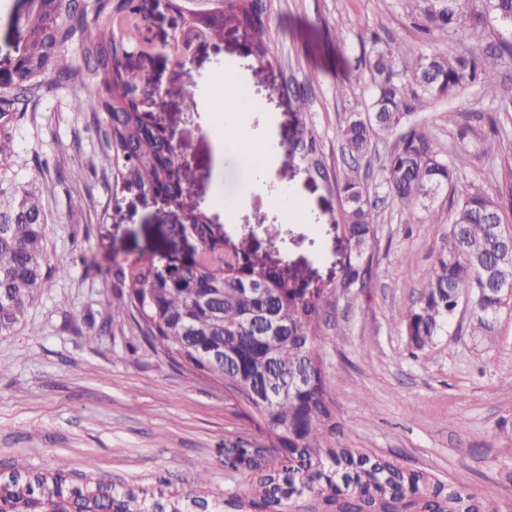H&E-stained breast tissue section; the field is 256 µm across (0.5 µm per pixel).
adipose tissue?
Listing matches in <instances>:
<instances>
[{
	"instance_id": "adipose-tissue-1",
	"label": "adipose tissue",
	"mask_w": 512,
	"mask_h": 512,
	"mask_svg": "<svg viewBox=\"0 0 512 512\" xmlns=\"http://www.w3.org/2000/svg\"><path fill=\"white\" fill-rule=\"evenodd\" d=\"M211 101L223 115L224 129L230 134L229 142L237 147L242 164L259 175L262 182L274 180V171L264 163L265 146L250 125L249 115L257 111V102L231 80L225 81L223 92L212 93Z\"/></svg>"
}]
</instances>
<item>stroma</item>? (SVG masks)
Wrapping results in <instances>:
<instances>
[{
    "instance_id": "35a3bbf8",
    "label": "stroma",
    "mask_w": 512,
    "mask_h": 512,
    "mask_svg": "<svg viewBox=\"0 0 512 512\" xmlns=\"http://www.w3.org/2000/svg\"><path fill=\"white\" fill-rule=\"evenodd\" d=\"M263 5L272 58L247 54L243 30L228 15L223 37L200 42L189 56V84L170 58L180 13L166 0H139L155 48L145 56L125 39L127 90L153 103V115L185 156L182 206L115 188L94 115L71 109L78 88L42 98L15 125L0 188L39 194L48 231L37 298L14 334L0 337V473L17 461L44 474L63 462L73 484L90 477L149 487L181 497L185 512H199L195 501L222 492L225 477L247 488L252 469L239 451L257 438L252 423L219 382L153 349L132 311L109 307L120 287L116 268L195 249L185 215L197 208L214 231L294 281L337 285L318 342L347 447L430 471L512 512V310L480 343L470 333L469 311L458 308L446 335L415 349L398 320L431 273L432 251L448 230V199L440 197L417 224L407 223L400 204L379 201L365 254L368 284L343 288L350 244L336 187L354 170L375 186L395 145L394 137L378 139L356 166L340 136L350 113L371 102L365 61L372 46L407 42L427 54L460 55L512 43V28L487 21L425 35L417 28V0ZM27 9L28 0H0V67L18 54L16 22ZM228 73L258 101L251 127L270 143L269 167L307 201L308 223H282L237 153L217 155L220 118L209 112L208 92ZM495 81L499 98L469 86L415 121L441 154L467 152L464 179L498 199L512 225V107L503 105L512 100V59L498 66ZM311 139L312 157L304 149ZM74 170L80 180L71 179ZM202 473L208 485L198 484Z\"/></svg>"
}]
</instances>
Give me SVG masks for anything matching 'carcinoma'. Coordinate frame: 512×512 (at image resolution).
Wrapping results in <instances>:
<instances>
[{
  "label": "carcinoma",
  "mask_w": 512,
  "mask_h": 512,
  "mask_svg": "<svg viewBox=\"0 0 512 512\" xmlns=\"http://www.w3.org/2000/svg\"><path fill=\"white\" fill-rule=\"evenodd\" d=\"M419 0V29H457L493 16L512 27V0ZM127 0H94L84 9L76 0H29L18 30L21 51L0 77V157L11 151V126L35 111L38 101L60 86L88 91L72 101L77 112L98 116V131L112 154L122 194L154 192L171 202L187 192L186 160L161 127L149 128L126 93L120 60L123 41L115 33ZM240 26L251 33L260 60L270 54L261 0H236ZM79 42L81 61L66 58ZM512 58V43L498 51L458 55L424 54L411 45L370 50L366 60L374 97L364 112H353L340 129L353 161L365 158L373 140L404 128L387 157L380 188L405 207L409 217L427 212L450 189L448 233L433 251L432 271L419 299L400 316L413 345L423 349L448 332L461 295H468L472 335L488 336L503 311L498 288L512 282V230L499 202L465 181L463 152L444 159L413 121L415 111L480 84L492 97L498 89L491 70ZM343 196L344 231L352 253L342 282L366 283L364 254L377 224L376 202L360 176L337 185ZM0 189V336L12 335L45 279L46 227L40 200L23 190L2 199ZM222 257L210 242L198 257L131 262L120 270L124 290L112 308H133L146 341L174 364L204 372L224 384L241 414L263 435L267 447L254 462V489H226L216 512H480L474 496L445 485L427 471L405 469L342 445L317 345L321 315L333 305L336 286L315 281L298 288L282 272L241 251L229 240ZM263 289L264 297L246 292ZM218 289L214 307L198 306V293ZM271 315L286 326L281 337L262 344L260 321ZM222 345L237 360L226 367L208 361L205 351ZM0 512H148L132 492L112 491L91 480L69 487L65 466L49 476L22 479L13 472L0 483Z\"/></svg>",
  "instance_id": "1"
}]
</instances>
